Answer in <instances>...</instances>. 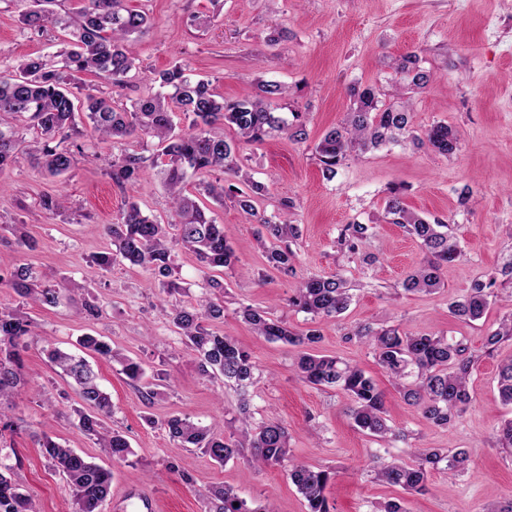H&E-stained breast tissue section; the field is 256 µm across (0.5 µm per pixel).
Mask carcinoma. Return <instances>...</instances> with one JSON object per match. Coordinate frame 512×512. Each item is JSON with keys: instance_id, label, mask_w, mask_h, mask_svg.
<instances>
[{"instance_id": "1", "label": "carcinoma", "mask_w": 512, "mask_h": 512, "mask_svg": "<svg viewBox=\"0 0 512 512\" xmlns=\"http://www.w3.org/2000/svg\"><path fill=\"white\" fill-rule=\"evenodd\" d=\"M20 2L25 4L20 11L24 29L40 34L52 25L65 32L67 39L58 52L26 57L8 71L0 69V174L11 168L21 155L32 157L51 176L68 174L83 154L82 146L75 142L82 135L74 124L75 113L80 109L93 131L104 139L116 143L137 134L152 141L156 157L167 159L160 173L171 202L174 225L143 214L130 197L117 222L105 225L114 249L96 256L94 263L102 270L116 263L147 268L158 278L161 288L172 294L182 290L174 263L175 252H193L210 271L205 279L208 291L197 299L196 305L174 306L166 316L192 355L199 359L206 375L213 379L221 376L224 382L246 391L253 384L257 370L251 353L233 337L218 334L209 325L224 317L223 303L211 297V293L224 289L223 282L213 272L232 270L239 259L224 233V225L207 218L206 207L198 196L221 204L226 197L234 200L247 220L261 226L258 242L266 266L285 275L294 274L296 252L291 242L299 237V229L295 224H284L258 212L256 202L265 196L267 187L253 179L240 144L261 143L276 132L287 134L295 142H304L308 131L302 113L293 112L288 119L274 111L270 99L287 97L288 89L269 81L260 83V97L226 101L212 92L209 82L194 78L185 62H176L168 69L146 76L156 90L135 100L128 108L119 107L112 98L100 94L85 93L80 99L74 90H83L80 75L85 72H95L114 86L127 83L129 73L138 69L131 50L132 36L142 35L149 29V15L126 7L125 0H81V7L63 12L57 10L61 0ZM396 70L417 88L422 89L432 81V74L420 66L415 51L400 56ZM351 96L350 112L315 147L317 160L329 180L336 177L338 168L357 151L401 142L421 143L411 128L409 104L385 103V91L373 85L356 84ZM176 112L191 118L187 131H176L173 120ZM217 125L235 127L237 140L213 133ZM26 130L33 134V139H26ZM66 130L74 138L68 145L57 139ZM426 140L444 156L454 154L459 146L457 134L445 123L431 126ZM148 161L142 154L123 149L107 161V176L118 188L134 191L144 179ZM216 171L234 176L247 185L248 191L217 178L198 183L196 196L185 193L189 178ZM382 220L406 229L426 254L423 264L402 281L403 290L430 292L441 287L442 267L460 254L447 219L438 216L426 219L410 212L403 204L401 191L391 189ZM173 226L177 228L175 234L170 233ZM373 229V225L358 221L345 224L339 229L337 245L342 252L356 255ZM0 283L34 304L51 305L58 299V289L38 282L31 268L25 265L7 275L0 273ZM495 284L494 279L475 282L467 294L450 302L449 312L465 321L482 318L489 305V288ZM351 298V288L343 275L313 276L297 283L288 305L314 318H335L347 309ZM242 317L256 334L301 348L297 362L299 378L315 388H336L349 394L354 402L351 416L359 429L380 439L392 433L386 419L384 395L363 369L337 357L309 352L321 339L317 330L296 333L285 321L250 306L242 308ZM31 335L33 323L27 315L17 308L0 307V422L5 429L13 428L4 407L11 405L21 383V351ZM348 338L368 343L377 364L397 385L404 401L415 407L430 425L453 426L473 401L470 376L476 358L463 341L445 336L407 335L393 327L369 326L356 328ZM511 339L512 317L485 337L484 348L491 350ZM79 345L101 360L119 363L122 374L132 385L143 379L145 370L140 361L113 350L98 337L87 334L79 340ZM51 361L77 386L83 403V408L76 410L78 429L94 439L113 461L132 464L127 438L106 425L109 399L100 389L89 362L57 349L51 352ZM498 390L503 403L512 405V361L499 368ZM238 412L239 416L224 421L222 431L198 427L178 416L167 421V428L172 439L185 447L202 449L219 463L247 451L256 465H288V477L306 500L307 512H331L326 490L335 473L293 462L289 455L288 427L275 419L253 424L247 399L241 400ZM40 448L43 456L65 477L75 512H104L110 496L111 471L48 435L42 437ZM442 463L451 478L468 469V458L463 451L450 454L443 448H420L416 464L392 459L374 470L375 479L412 494L425 487L431 471ZM205 497L211 504L208 512H274L268 505L249 507L245 499L224 486L208 490ZM0 512H36L31 496L23 492L22 483L10 468L0 470Z\"/></svg>"}]
</instances>
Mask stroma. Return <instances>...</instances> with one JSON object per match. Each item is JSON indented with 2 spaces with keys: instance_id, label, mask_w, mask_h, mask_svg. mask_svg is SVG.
<instances>
[{
  "instance_id": "stroma-1",
  "label": "stroma",
  "mask_w": 512,
  "mask_h": 512,
  "mask_svg": "<svg viewBox=\"0 0 512 512\" xmlns=\"http://www.w3.org/2000/svg\"><path fill=\"white\" fill-rule=\"evenodd\" d=\"M126 5L151 16L150 29L133 43L144 67L161 71L186 62L195 77L209 80L228 100L255 95L258 81L278 82L290 92L291 109L307 122L306 142L282 133L241 149L254 178L268 188L256 203L258 211L273 215L280 200L293 203L285 219L299 228L295 275L266 268L258 227L234 203L210 206L242 267L238 274L225 271L219 294L224 317L211 327L249 347L259 365L250 389L254 422L277 418L288 428L294 462L335 470L327 489L335 512H374L378 504L397 499L408 512H486L511 499L512 449L501 446L499 431L512 418V406L502 403L496 376L500 364L512 359V342L491 352L483 342L512 314V278L500 273L512 257V0H223L219 7L213 0H126ZM19 10L16 0H0L1 67L54 51L61 36L56 29L30 34ZM205 14L214 21L203 30L195 18ZM410 51L435 76L425 89L406 90L394 82L392 60ZM357 82L382 87L386 102L407 100L416 135L433 124H448L460 136V150L447 157L427 145L391 144L352 158L326 180L314 147L348 112L349 88ZM81 141L90 157L66 178L46 175L25 155L0 176V225L22 220L35 242L28 250L11 234L0 235V270L25 264L43 281L61 286L57 304L25 307L35 334L23 355L26 385L8 412L18 429L0 435V461L13 466L38 512H74L65 478L42 455L46 434L111 470L104 512H206L204 495L217 485L232 488L253 506L269 502L276 512H306L287 467L256 469L242 457L219 464L170 438V417L219 429L240 401L236 388L202 372L165 315L171 305L195 302L205 274L193 253L179 252L184 291L170 296L148 269L117 264L105 271L92 265L93 256L111 251L103 227L117 221L129 195L104 173L111 142L88 132ZM393 187L400 188L410 211L447 218L452 227L461 255L443 267L444 286L435 292L408 294L401 288L425 253L403 228L380 219ZM466 187L472 197L463 205L459 194ZM60 193L68 197L65 212L40 207V198ZM131 196L145 214L172 221L156 169H148ZM372 217L378 224L363 251L374 256V264L347 261L336 250L340 226ZM335 273L354 286L352 303L340 317L315 319L289 307L297 280ZM491 277L496 285L480 320L464 322L449 314L451 299ZM88 302L101 308L98 319L84 318ZM246 305L285 319L296 332L318 330V352L365 369L384 392L393 435L379 439L358 430L346 393L301 382L295 371L298 348L255 335L240 315ZM360 325L448 336L475 352L474 400L453 428L428 425L404 402L370 350L347 339ZM88 333L103 336L159 378L153 395L144 398L118 364L91 361L110 399L107 423L129 439L130 465L113 462L80 432L73 413L81 404L76 387L49 359L55 347L81 354L78 341ZM419 448L465 450L469 471L453 481L447 471H432L425 492L414 494L374 480L370 468L376 462L409 461Z\"/></svg>"
}]
</instances>
